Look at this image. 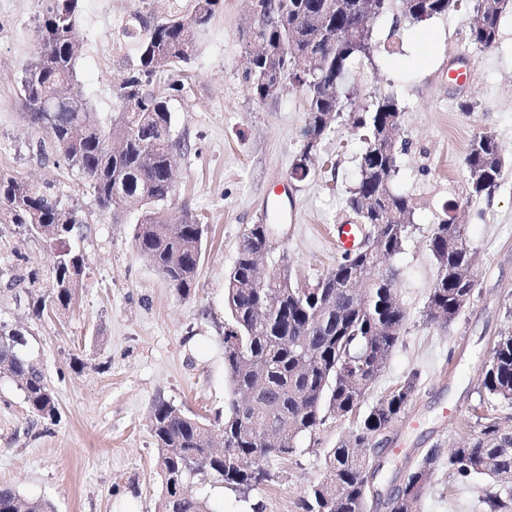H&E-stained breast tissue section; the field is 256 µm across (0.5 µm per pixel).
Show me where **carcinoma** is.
I'll use <instances>...</instances> for the list:
<instances>
[{"mask_svg": "<svg viewBox=\"0 0 512 512\" xmlns=\"http://www.w3.org/2000/svg\"><path fill=\"white\" fill-rule=\"evenodd\" d=\"M201 18L180 9L158 21L139 12L127 36L135 46L137 65L124 78L116 112L109 124L89 120V103L72 107L75 97L64 86L76 76L82 48L78 0H42V18L32 62L21 82L20 100L35 130L37 155L58 156L86 179L99 202L114 211L140 214L133 245L174 288L188 297L195 289L207 228L195 216L171 218L166 206L175 195L168 168L180 142L172 136L171 112L165 90L174 87V73L199 52L202 34L215 15L218 0H206ZM378 17L398 8L408 23L457 10L461 0H345L336 12L333 0H255L256 18L249 42L253 72L245 74L254 99L262 102L268 89L288 83L306 94L305 129L318 140L303 144L292 172L304 180L311 174L320 140L336 125L348 106L345 87L353 65L369 62L345 45L340 56L318 38L316 23L325 21L330 33L345 32L360 6ZM475 20L469 42L479 51L493 49L500 21L512 11V0H467ZM285 46L275 64L258 54L259 46ZM403 112L392 96L380 95L370 106L349 113L364 149L360 157L349 209L374 226L375 240L367 253L344 251L325 274L301 282L288 266L272 267L255 279L256 255L268 242L270 224H251L243 233L238 255L225 281L224 368L229 401L224 413L201 417L174 404L156 401L149 428L156 441V467L162 481L157 512H208L194 481L217 482L246 497L271 479L264 452V430L274 425L281 435L279 454L296 453L304 436L312 437L330 418L359 413L367 392L397 346L406 322L398 297L397 273L384 259L399 254L413 223L414 203L393 189L398 173V139L377 149V141L393 118ZM465 201L490 198L501 178L504 159L492 133L472 138L465 157ZM446 206L429 247L438 275L429 290L426 317L450 323L464 306L460 297L473 295V252L464 227ZM82 223L51 183L0 177V224H11L36 240L52 257L47 274L30 270L4 283L12 291L47 285L37 309H66L75 298L84 273V258L67 245ZM22 333L0 324V374L20 382L30 412L55 421L54 391L41 368L20 356ZM480 385L490 399L512 405V330L497 336ZM416 378L392 389L356 421L350 439L326 451L333 479L320 480L301 500V512H355L371 466L359 449L371 448L391 433L411 405ZM224 435V452L212 448L213 432ZM439 453L429 451L390 493L386 512H412L427 491ZM448 469L459 479L490 480L484 503L487 512H512V418L478 415L463 445L448 452ZM0 512H55L52 503L27 500L0 487Z\"/></svg>", "mask_w": 512, "mask_h": 512, "instance_id": "obj_1", "label": "carcinoma"}]
</instances>
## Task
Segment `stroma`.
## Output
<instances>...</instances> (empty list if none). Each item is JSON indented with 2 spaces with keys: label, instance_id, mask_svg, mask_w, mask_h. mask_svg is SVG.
<instances>
[{
  "label": "stroma",
  "instance_id": "1",
  "mask_svg": "<svg viewBox=\"0 0 512 512\" xmlns=\"http://www.w3.org/2000/svg\"><path fill=\"white\" fill-rule=\"evenodd\" d=\"M192 0H79L82 51L76 86L94 118L109 122L119 85L136 64L126 25L134 13L165 17ZM249 0H223L205 29L198 55L171 91L176 157L172 216L190 213L207 227L204 259L191 297H181L133 247L136 215L114 218L100 208L83 175L66 163L40 161L35 133L18 87L35 45L41 0H0V177L53 182L64 200L87 215L71 238L85 272L69 310L35 313L33 296L0 292V321L25 332L22 354L38 363L53 387L56 422L33 416L19 384L0 374V486L27 499L50 501L57 512H156L162 494L149 412L164 399L210 417L228 397L224 369V283L247 225L283 219L271 239L267 265L288 261L311 281L338 256L336 227L354 216L345 205L364 147L348 118L323 139L311 175L291 179L303 142L305 96L284 87L255 100L244 79ZM473 18L463 9L418 25L395 14L371 20L377 40L364 80L353 81V109L372 93L393 94L403 109L395 191L416 205L413 226L392 264L406 310L399 345L364 401L372 406L409 376L412 405L394 425L389 443L367 449L380 471L381 497L402 482L430 450L447 454L475 423L484 398L481 367L502 332L512 327V12L501 21L494 49L472 47ZM399 26L401 38L385 37ZM466 71L465 81L455 78ZM470 102L463 112L461 102ZM491 131L505 160L491 198L466 207L465 232L476 254L474 299L448 326L427 320V295L438 269L428 239L443 206L465 196V162L474 134ZM45 267L49 254L22 230L0 226V277L17 263ZM352 421L328 419L297 453L274 458L271 480L249 498L219 484H196L211 512H300L299 500L326 474L325 453L348 435ZM487 482L460 480L436 465L418 512H486Z\"/></svg>",
  "mask_w": 512,
  "mask_h": 512
}]
</instances>
